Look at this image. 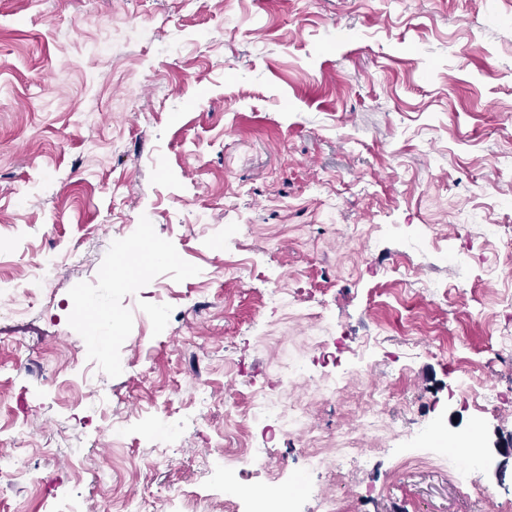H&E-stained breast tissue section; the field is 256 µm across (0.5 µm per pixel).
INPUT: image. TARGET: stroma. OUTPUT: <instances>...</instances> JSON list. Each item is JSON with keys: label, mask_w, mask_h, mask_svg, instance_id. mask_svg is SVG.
I'll use <instances>...</instances> for the list:
<instances>
[{"label": "stroma", "mask_w": 512, "mask_h": 512, "mask_svg": "<svg viewBox=\"0 0 512 512\" xmlns=\"http://www.w3.org/2000/svg\"><path fill=\"white\" fill-rule=\"evenodd\" d=\"M491 224L512 225V0H0V301L45 256L86 255L0 321V465L22 473L0 512H137L150 485L152 512L188 492L224 512L201 463L242 446L255 490L313 485L298 512H512V362L489 352L512 332V238ZM142 239L166 255L152 275L102 282ZM79 289L112 316L98 341ZM374 390L382 427L312 465ZM259 397L304 427L254 418ZM150 423L180 436L173 464ZM438 424L477 432L472 479L453 456L404 468Z\"/></svg>", "instance_id": "stroma-1"}]
</instances>
